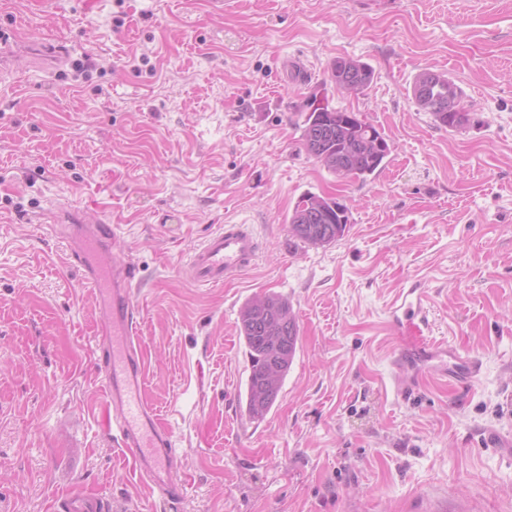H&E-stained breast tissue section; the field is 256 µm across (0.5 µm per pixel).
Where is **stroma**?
Instances as JSON below:
<instances>
[{"instance_id": "obj_1", "label": "stroma", "mask_w": 512, "mask_h": 512, "mask_svg": "<svg viewBox=\"0 0 512 512\" xmlns=\"http://www.w3.org/2000/svg\"><path fill=\"white\" fill-rule=\"evenodd\" d=\"M0 27L68 55L0 74V512L71 494L109 512H512V459L484 440L512 439V0H0ZM339 57L373 68L363 95L331 82ZM426 69L462 89L465 128L414 103ZM314 100L386 136L378 175L306 152ZM308 192L348 206L342 238L289 233ZM55 202L112 224L137 269L146 397L184 497L152 496L112 444L103 317L47 226ZM228 223L254 226L257 265L195 284L194 248ZM411 280L436 338L482 368L468 387L425 374L397 401L387 313ZM264 293L288 297L300 347L257 421L238 401V315Z\"/></svg>"}]
</instances>
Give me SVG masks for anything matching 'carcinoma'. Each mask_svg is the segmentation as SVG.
<instances>
[{"label": "carcinoma", "mask_w": 512, "mask_h": 512, "mask_svg": "<svg viewBox=\"0 0 512 512\" xmlns=\"http://www.w3.org/2000/svg\"><path fill=\"white\" fill-rule=\"evenodd\" d=\"M336 89L358 96L374 80L373 69L353 58L336 60L331 69ZM420 110L442 126L458 129L470 122L469 113L449 112L448 97H461V88L444 73L423 71L411 87ZM306 152L337 176L361 181L376 175L391 154V146L378 129L356 112L314 106L306 114L302 135ZM349 223L343 203L312 193L303 194L288 217L292 236L311 246H324L341 238ZM271 307L259 308L256 298L239 310V336L247 350L250 372L244 391L245 411L253 419L264 418L274 407L288 376L299 343L298 321L283 326L275 310H291L287 298L268 295Z\"/></svg>", "instance_id": "carcinoma-1"}]
</instances>
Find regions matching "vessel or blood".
<instances>
[{
    "mask_svg": "<svg viewBox=\"0 0 512 512\" xmlns=\"http://www.w3.org/2000/svg\"><path fill=\"white\" fill-rule=\"evenodd\" d=\"M53 231L72 241V258L105 305L100 343L106 353L100 368L112 407V439L130 451L140 480L161 497H177L179 455L171 432L143 395L146 364L137 332L134 268L105 220L90 221L83 210L55 205L49 210ZM259 242L247 224H228L209 235L191 254L188 273L201 285L217 287L253 269ZM388 323L399 338L394 354L391 390L400 398L409 393L424 371L469 383L479 374L477 357L458 352L431 338L429 296L420 282L401 288L388 310ZM57 512H102L98 498L69 496Z\"/></svg>",
    "mask_w": 512,
    "mask_h": 512,
    "instance_id": "1",
    "label": "vessel or blood"
}]
</instances>
